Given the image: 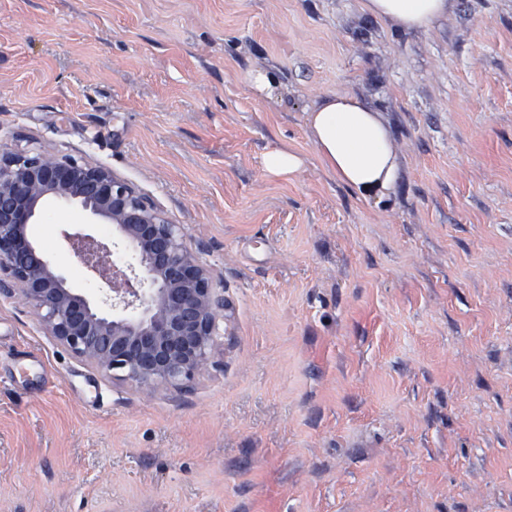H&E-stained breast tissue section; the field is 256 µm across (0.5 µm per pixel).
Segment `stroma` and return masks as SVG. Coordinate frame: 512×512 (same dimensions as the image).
Instances as JSON below:
<instances>
[{"mask_svg": "<svg viewBox=\"0 0 512 512\" xmlns=\"http://www.w3.org/2000/svg\"><path fill=\"white\" fill-rule=\"evenodd\" d=\"M363 2L0 0V152L108 168L234 305L187 390L147 391L0 298V512H512V0ZM336 94L388 133L386 197L320 156ZM38 213L97 299L66 237L100 225ZM365 7L379 17L394 18L404 25H429L448 7L447 0H367ZM267 172L275 176H287L295 173L302 165L299 155L281 149L266 154L263 160Z\"/></svg>", "mask_w": 512, "mask_h": 512, "instance_id": "obj_1", "label": "stroma"}]
</instances>
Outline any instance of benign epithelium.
<instances>
[{
  "mask_svg": "<svg viewBox=\"0 0 512 512\" xmlns=\"http://www.w3.org/2000/svg\"><path fill=\"white\" fill-rule=\"evenodd\" d=\"M76 204L109 224L128 269L105 279L102 305L71 288L28 239L41 199ZM77 259L104 276L110 252L91 238ZM223 279L183 228L102 166L49 154H0V297L35 309L47 335L103 377L182 389L208 364L224 318Z\"/></svg>",
  "mask_w": 512,
  "mask_h": 512,
  "instance_id": "obj_1",
  "label": "benign epithelium"
}]
</instances>
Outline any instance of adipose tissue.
Wrapping results in <instances>:
<instances>
[{"mask_svg":"<svg viewBox=\"0 0 512 512\" xmlns=\"http://www.w3.org/2000/svg\"><path fill=\"white\" fill-rule=\"evenodd\" d=\"M376 16L404 25H429L447 8V0H366ZM324 163L357 192L390 187L395 160L387 132L375 114L358 100L337 95L309 115Z\"/></svg>","mask_w":512,"mask_h":512,"instance_id":"ef3b65f1","label":"adipose tissue"}]
</instances>
